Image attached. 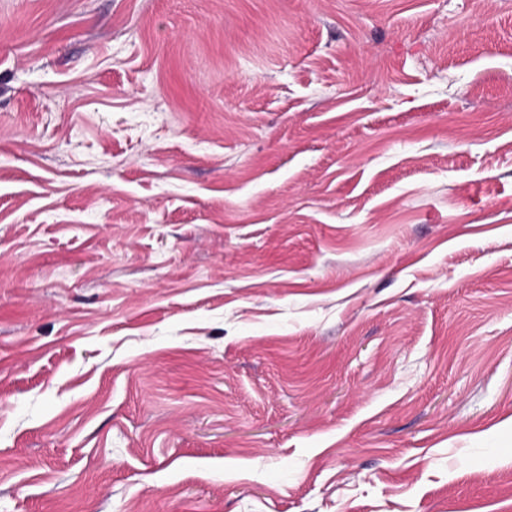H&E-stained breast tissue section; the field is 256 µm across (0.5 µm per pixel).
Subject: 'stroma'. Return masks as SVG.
Returning a JSON list of instances; mask_svg holds the SVG:
<instances>
[{"label": "stroma", "instance_id": "1", "mask_svg": "<svg viewBox=\"0 0 512 512\" xmlns=\"http://www.w3.org/2000/svg\"><path fill=\"white\" fill-rule=\"evenodd\" d=\"M0 512H512V0H0Z\"/></svg>", "mask_w": 512, "mask_h": 512}]
</instances>
